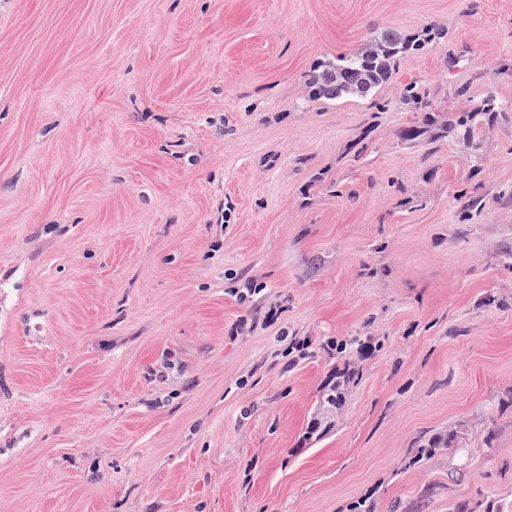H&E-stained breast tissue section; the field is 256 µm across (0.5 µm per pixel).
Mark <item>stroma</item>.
Instances as JSON below:
<instances>
[{
    "label": "stroma",
    "mask_w": 512,
    "mask_h": 512,
    "mask_svg": "<svg viewBox=\"0 0 512 512\" xmlns=\"http://www.w3.org/2000/svg\"><path fill=\"white\" fill-rule=\"evenodd\" d=\"M489 96L512 0H0V512H512V112L448 130ZM422 38L404 36L395 30H385L373 36L362 48L336 60L319 63L308 79L311 98L338 101L344 98H367L395 73L397 60L414 49L440 44L448 31L429 27ZM416 47V48H414ZM353 379L352 373L346 368H341L339 363L330 382L324 387L320 399L321 402L332 408L340 406L344 400L345 387ZM451 439H448L447 432H439L430 436H424L420 440L418 448H415L411 456L408 458V466L425 462L433 456L439 448L450 449ZM407 464L405 466H407Z\"/></svg>",
    "instance_id": "1"
}]
</instances>
